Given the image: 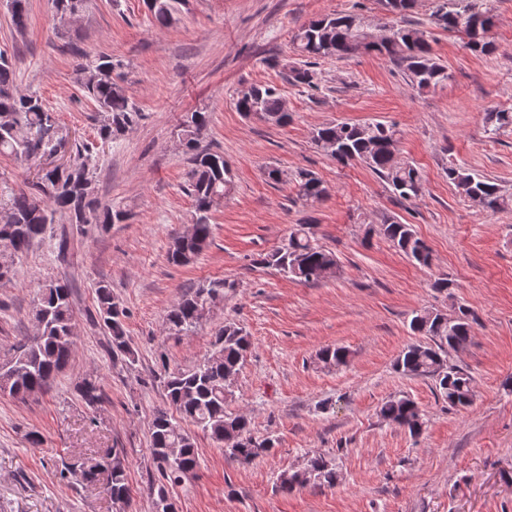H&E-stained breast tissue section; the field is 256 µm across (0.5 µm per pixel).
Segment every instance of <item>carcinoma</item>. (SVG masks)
Here are the masks:
<instances>
[{
  "instance_id": "cac0c4a2",
  "label": "carcinoma",
  "mask_w": 512,
  "mask_h": 512,
  "mask_svg": "<svg viewBox=\"0 0 512 512\" xmlns=\"http://www.w3.org/2000/svg\"><path fill=\"white\" fill-rule=\"evenodd\" d=\"M184 0H145L151 22L158 28L176 23L179 6ZM418 0H385L394 21L379 35L368 18L359 11L326 14L299 25L292 33L294 50L305 59L334 57L346 59L359 53H377L404 67L413 87L429 92L444 86L448 69L433 57L431 32L407 23ZM8 11L18 30L26 28L28 0H8ZM432 24L457 36L472 53L489 56L496 51L489 33L495 27L497 14L492 0H435ZM75 59L78 85L85 100L98 112L97 135L103 143L123 138L142 119L136 102L121 84L122 63L108 55L88 57L80 49L66 48ZM288 82L296 86H312L307 68L292 66ZM236 110L247 117H257L277 126L290 121V113L280 89L273 85L249 83L235 92ZM489 133L512 126V111L498 110L486 115ZM209 122L206 112L188 113L179 124L178 137L189 164L186 189L193 199L196 222L189 233L173 239L167 258L177 266L191 263L209 245L212 235L210 215L231 191L232 173L224 155L199 147V138ZM399 131L393 123L330 122L318 127L313 143L340 165L361 162L392 188L399 198L411 200L424 191V180L418 167L400 155L397 148ZM67 133L52 109L35 93H22L15 81V71L6 53L0 51V155L11 157L25 166L66 146ZM95 146L76 143L67 167L45 166L37 171L28 189L0 194V245L14 256L27 252L41 238L49 225L61 215L71 224H121L127 211L100 207L95 197L91 162ZM448 182L459 194L494 214L512 206V197L503 193L499 184L461 165L448 167ZM295 200L315 203L328 195L323 181L312 171L300 170L294 178ZM314 224H297L287 243L260 257L259 263L304 284H319L339 273L336 256L317 243ZM369 231L391 244L400 254L422 266L432 264L428 244L413 231L411 225L394 217H386ZM234 284L226 279H213L182 295L168 310L166 326L169 334L186 336L202 324L204 304L224 302V289ZM97 316L108 336L112 357L125 363L136 361L125 327L127 312L112 295L105 282L95 289ZM36 332L20 339L11 367L0 371V391L16 400L50 391L52 382L71 360L74 349L75 312L71 286L66 280H50L38 284ZM453 319L439 310H415L409 322L413 334L421 340L407 345L396 359L399 372L408 376H424L434 380L435 388L448 405L467 408L473 402L470 375L448 363V353L464 349L470 342L474 313L465 305L453 307ZM251 348L250 336L238 325L226 323L213 335L209 350L189 368L174 370L164 367L159 375L168 407L154 411L150 428V455L159 474L151 483L149 495L153 512H177L169 487L199 467V454L193 436L182 423L200 429L235 461L248 464L269 454L275 439L259 438L251 433L247 416L228 413L225 403L232 396L230 385ZM349 351L327 346L317 354L323 366L339 367L347 363ZM74 389L89 407L101 403L100 385L87 378L75 383ZM380 416L418 435L423 417L417 404L408 397L393 398L380 408ZM61 479L72 486L88 488L101 484L112 501L124 505L131 498L126 464L116 448H106L96 457L66 467ZM336 467L321 455L306 459L297 470L280 475L285 490L309 485L332 487L336 484Z\"/></svg>"
}]
</instances>
